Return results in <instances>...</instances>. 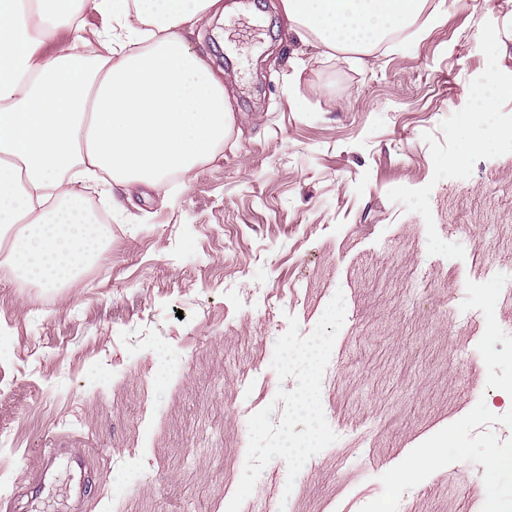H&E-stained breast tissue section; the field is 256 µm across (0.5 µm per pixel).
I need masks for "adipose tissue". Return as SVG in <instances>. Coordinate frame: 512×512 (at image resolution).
Instances as JSON below:
<instances>
[{"mask_svg": "<svg viewBox=\"0 0 512 512\" xmlns=\"http://www.w3.org/2000/svg\"><path fill=\"white\" fill-rule=\"evenodd\" d=\"M427 0H282L326 48H377L434 24ZM221 0H0V268L52 290L92 248L85 183L103 195L216 156L233 113L224 83L186 37ZM110 23L82 52L59 40L87 15Z\"/></svg>", "mask_w": 512, "mask_h": 512, "instance_id": "obj_1", "label": "adipose tissue"}]
</instances>
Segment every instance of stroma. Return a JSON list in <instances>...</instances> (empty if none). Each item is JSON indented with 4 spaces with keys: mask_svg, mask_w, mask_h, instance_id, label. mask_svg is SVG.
<instances>
[{
    "mask_svg": "<svg viewBox=\"0 0 512 512\" xmlns=\"http://www.w3.org/2000/svg\"><path fill=\"white\" fill-rule=\"evenodd\" d=\"M222 2L188 36L233 110L217 157L131 204L88 188L102 245L63 288L0 278V512L61 495L39 484L55 448L89 459L79 512H224L239 404L279 423L296 382L275 342L291 315L309 335L338 290L321 393L338 439L296 495L272 460L250 495L265 512H359L478 401L512 410L486 386L483 313L460 320L478 268L512 273V98L479 110L489 73L512 81V0H429L434 26L369 52L301 40L281 0ZM483 473L450 464L398 512H476Z\"/></svg>",
    "mask_w": 512,
    "mask_h": 512,
    "instance_id": "stroma-1",
    "label": "stroma"
}]
</instances>
